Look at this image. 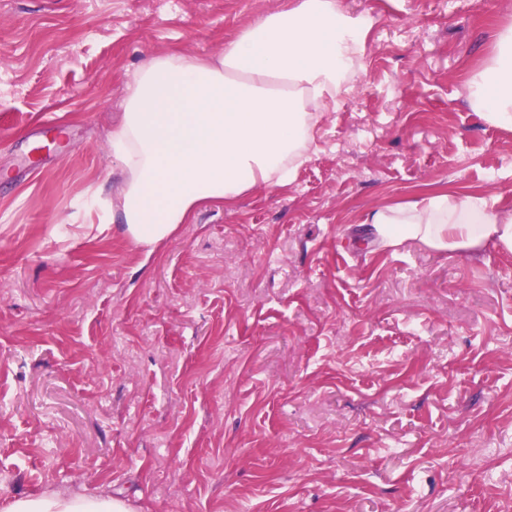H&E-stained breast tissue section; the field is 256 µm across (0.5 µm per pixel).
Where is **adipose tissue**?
I'll list each match as a JSON object with an SVG mask.
<instances>
[{
	"mask_svg": "<svg viewBox=\"0 0 512 512\" xmlns=\"http://www.w3.org/2000/svg\"><path fill=\"white\" fill-rule=\"evenodd\" d=\"M368 20L339 0H298L242 30L208 58L178 51L149 57L126 86L112 130L122 182L100 219L124 225L151 248L173 237L195 210L233 203L259 187L290 184L316 149L328 109L364 69ZM469 97L494 125L512 126V26L490 61L468 80ZM373 240L415 242L468 256L512 253V209L485 194L432 193L373 208ZM0 512H132L121 499L45 492Z\"/></svg>",
	"mask_w": 512,
	"mask_h": 512,
	"instance_id": "adipose-tissue-1",
	"label": "adipose tissue"
}]
</instances>
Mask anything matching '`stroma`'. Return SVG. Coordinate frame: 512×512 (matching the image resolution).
<instances>
[{
    "label": "stroma",
    "instance_id": "1",
    "mask_svg": "<svg viewBox=\"0 0 512 512\" xmlns=\"http://www.w3.org/2000/svg\"><path fill=\"white\" fill-rule=\"evenodd\" d=\"M290 0H0V502L133 512H512V253L369 245L423 193L512 209V127L467 80L512 0H341L365 72L285 187L152 256L87 208L152 55L217 54ZM67 141L31 167L42 125ZM2 512H131V506L121 499L68 495L45 492L36 497L11 499Z\"/></svg>",
    "mask_w": 512,
    "mask_h": 512
}]
</instances>
